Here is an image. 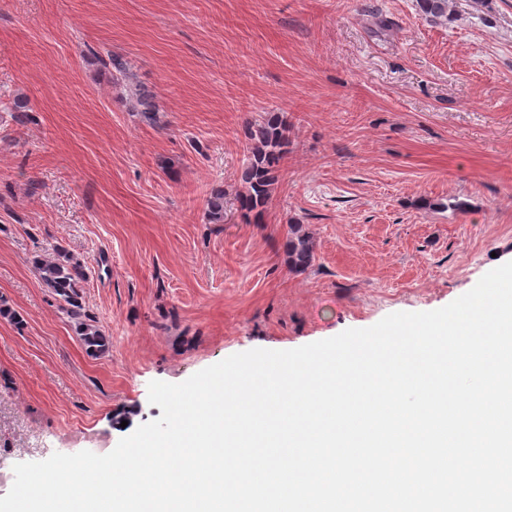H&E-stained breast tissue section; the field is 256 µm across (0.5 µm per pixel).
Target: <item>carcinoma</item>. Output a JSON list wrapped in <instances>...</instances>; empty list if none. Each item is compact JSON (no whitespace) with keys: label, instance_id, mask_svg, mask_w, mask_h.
Instances as JSON below:
<instances>
[{"label":"carcinoma","instance_id":"1","mask_svg":"<svg viewBox=\"0 0 512 512\" xmlns=\"http://www.w3.org/2000/svg\"><path fill=\"white\" fill-rule=\"evenodd\" d=\"M450 0H417L419 11L430 20L448 19ZM132 96L143 118L152 123L158 112L152 92L140 85L134 86ZM290 126L280 112H272L252 128L249 163L243 168L240 180L245 191L239 196L240 209L248 213L261 211L268 203L278 182L280 164L288 155ZM206 219L211 224L224 223V189L213 188L206 199ZM288 268L299 273L308 270L315 262L311 237L300 224L288 225L286 243ZM34 271L42 284L57 300L63 302L62 310L72 320L87 353L100 356L109 351L111 341L84 310L81 290L88 279L87 266L65 249L55 246L52 252L38 256L33 261Z\"/></svg>","mask_w":512,"mask_h":512}]
</instances>
